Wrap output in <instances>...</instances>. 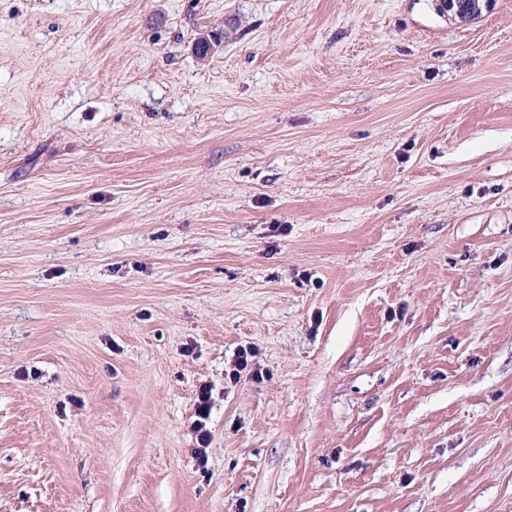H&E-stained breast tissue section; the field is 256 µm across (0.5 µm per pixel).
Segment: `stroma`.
I'll return each mask as SVG.
<instances>
[{"label":"stroma","instance_id":"35a3bbf8","mask_svg":"<svg viewBox=\"0 0 512 512\" xmlns=\"http://www.w3.org/2000/svg\"><path fill=\"white\" fill-rule=\"evenodd\" d=\"M0 512H512V0H0ZM212 389L207 385L200 387L197 401L195 404L194 416L196 419L192 422V428L197 433L198 444L201 448H195L194 454L201 464L207 463L206 449L210 443V432L206 428L212 407L211 403Z\"/></svg>","mask_w":512,"mask_h":512}]
</instances>
